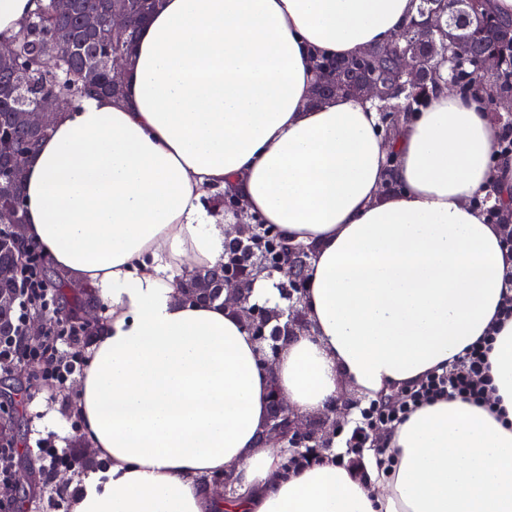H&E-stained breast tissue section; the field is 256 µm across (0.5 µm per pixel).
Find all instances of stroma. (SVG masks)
I'll return each instance as SVG.
<instances>
[{
  "mask_svg": "<svg viewBox=\"0 0 512 512\" xmlns=\"http://www.w3.org/2000/svg\"><path fill=\"white\" fill-rule=\"evenodd\" d=\"M76 392L53 382L29 381L13 371H0V405L9 406L19 456L13 473L15 498L23 512H73L74 499L98 461L87 452L79 433ZM51 444L70 449L76 462L65 478L48 474V460L30 455V447Z\"/></svg>",
  "mask_w": 512,
  "mask_h": 512,
  "instance_id": "1",
  "label": "stroma"
}]
</instances>
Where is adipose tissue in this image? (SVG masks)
<instances>
[{
	"label": "adipose tissue",
	"instance_id": "1",
	"mask_svg": "<svg viewBox=\"0 0 512 512\" xmlns=\"http://www.w3.org/2000/svg\"><path fill=\"white\" fill-rule=\"evenodd\" d=\"M416 16V0H160L125 99L58 115L26 164L24 235L110 310L76 394L107 479L73 512H512V255L474 204L512 193V157L486 98L439 84L388 138L369 99L312 100L314 56L386 45ZM212 193L315 250L311 332L269 370L239 310L177 296V273L224 260ZM495 322L487 401L416 409L382 439L389 469L285 471L260 444L271 388L300 414L398 392ZM222 472L237 494L204 485Z\"/></svg>",
	"mask_w": 512,
	"mask_h": 512
}]
</instances>
